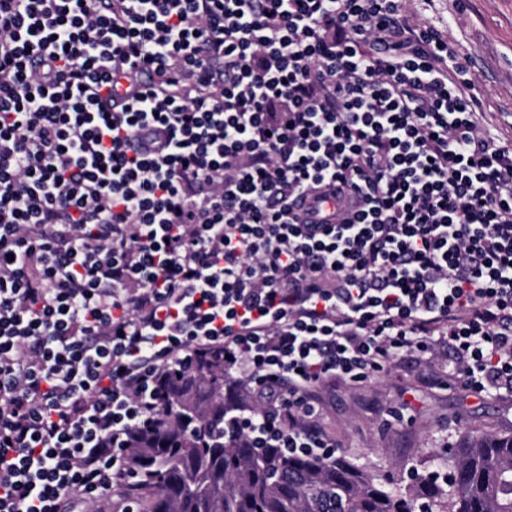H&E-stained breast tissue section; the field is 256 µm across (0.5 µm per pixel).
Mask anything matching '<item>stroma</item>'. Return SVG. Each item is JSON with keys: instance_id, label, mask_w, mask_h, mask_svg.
I'll list each match as a JSON object with an SVG mask.
<instances>
[{"instance_id": "obj_1", "label": "stroma", "mask_w": 512, "mask_h": 512, "mask_svg": "<svg viewBox=\"0 0 512 512\" xmlns=\"http://www.w3.org/2000/svg\"><path fill=\"white\" fill-rule=\"evenodd\" d=\"M410 21L442 20L477 74L478 109L492 131L512 134V0H409ZM320 422L339 454L405 489L412 469L433 467L465 436L512 435V401L460 384L424 383L417 368L353 387L324 389Z\"/></svg>"}]
</instances>
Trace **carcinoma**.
Segmentation results:
<instances>
[{
  "mask_svg": "<svg viewBox=\"0 0 512 512\" xmlns=\"http://www.w3.org/2000/svg\"><path fill=\"white\" fill-rule=\"evenodd\" d=\"M158 413L134 431L128 460L146 512H512V436L462 439L403 495L343 457L224 444V357L163 374Z\"/></svg>",
  "mask_w": 512,
  "mask_h": 512,
  "instance_id": "1",
  "label": "carcinoma"
}]
</instances>
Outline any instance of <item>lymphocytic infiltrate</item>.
<instances>
[{"mask_svg": "<svg viewBox=\"0 0 512 512\" xmlns=\"http://www.w3.org/2000/svg\"><path fill=\"white\" fill-rule=\"evenodd\" d=\"M406 20L0 0V512H107L162 371L206 351L225 442L322 462L320 391L403 358L512 394V145Z\"/></svg>", "mask_w": 512, "mask_h": 512, "instance_id": "1", "label": "lymphocytic infiltrate"}]
</instances>
